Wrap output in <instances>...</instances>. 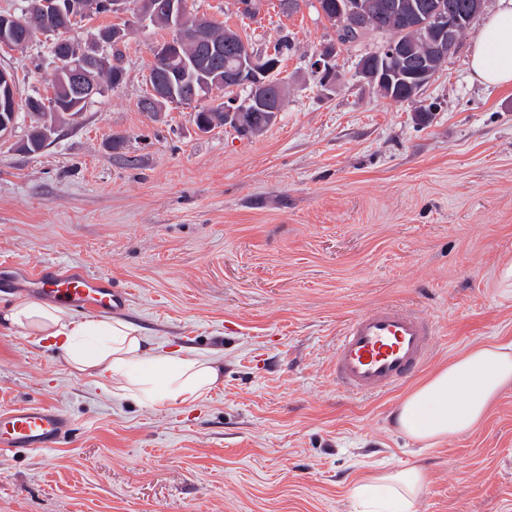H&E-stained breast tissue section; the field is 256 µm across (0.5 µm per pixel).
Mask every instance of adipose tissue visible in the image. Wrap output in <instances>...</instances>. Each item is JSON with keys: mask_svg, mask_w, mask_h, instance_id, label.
Instances as JSON below:
<instances>
[{"mask_svg": "<svg viewBox=\"0 0 512 512\" xmlns=\"http://www.w3.org/2000/svg\"><path fill=\"white\" fill-rule=\"evenodd\" d=\"M470 67L482 83L512 84V0L485 22ZM0 323L30 336L50 338L68 365L111 381L115 396L151 406L192 403L213 388L221 369L181 353L146 354L136 329L121 319L74 320L61 307L22 300L0 314ZM512 384V343L471 347L412 388L394 412L396 427L432 447L477 429L501 391ZM427 480L418 465L375 474L354 487L364 512H412Z\"/></svg>", "mask_w": 512, "mask_h": 512, "instance_id": "adipose-tissue-1", "label": "adipose tissue"}]
</instances>
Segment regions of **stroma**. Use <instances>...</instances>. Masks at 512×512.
<instances>
[{"mask_svg":"<svg viewBox=\"0 0 512 512\" xmlns=\"http://www.w3.org/2000/svg\"><path fill=\"white\" fill-rule=\"evenodd\" d=\"M256 51L287 41L286 103L262 133L207 134L194 107L141 112L155 46L175 30L119 14L124 81L60 124L48 146L0 142V263L55 261L131 292L120 316L147 354L177 350L224 373L192 405L113 396L57 347L0 324V410L57 406L73 423L55 448L0 451V512H358L368 474L422 464L414 512H512V387L475 431L432 448L390 415L404 395L355 396L331 376L336 337L364 310L398 304L437 325L423 375L482 342L512 341V86L469 61L485 21L412 102L357 73L374 37L338 53L323 89L311 63L336 33L302 0H189ZM39 33L0 50L15 100L51 91ZM430 109L428 122L417 112Z\"/></svg>","mask_w":512,"mask_h":512,"instance_id":"35a3bbf8","label":"stroma"}]
</instances>
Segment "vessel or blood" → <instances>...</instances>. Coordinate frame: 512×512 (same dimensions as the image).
<instances>
[{"label":"vessel or blood","instance_id":"obj_1","mask_svg":"<svg viewBox=\"0 0 512 512\" xmlns=\"http://www.w3.org/2000/svg\"><path fill=\"white\" fill-rule=\"evenodd\" d=\"M0 288L28 292L77 314L125 310L127 289L105 274L69 269L47 261L36 266L0 267ZM434 324L419 313L395 306L376 307L351 318L336 339L333 375L352 395L396 390L430 359ZM72 431L70 418L51 406L16 405L0 410V449L54 448Z\"/></svg>","mask_w":512,"mask_h":512}]
</instances>
